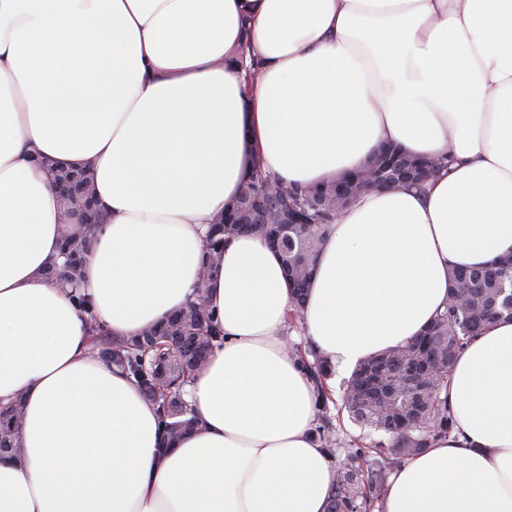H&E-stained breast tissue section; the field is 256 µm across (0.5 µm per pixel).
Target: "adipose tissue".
<instances>
[{
	"label": "adipose tissue",
	"instance_id": "adipose-tissue-1",
	"mask_svg": "<svg viewBox=\"0 0 512 512\" xmlns=\"http://www.w3.org/2000/svg\"><path fill=\"white\" fill-rule=\"evenodd\" d=\"M389 141L451 163L329 227L302 322L331 370L419 335L449 269L512 253V0H0V404L24 399L0 512H326L281 263L243 234L202 276L205 234L249 156L318 185ZM36 155L94 175L90 309L44 275L74 219ZM199 293L224 341L188 388L200 428L169 444L92 329L137 335ZM442 395L453 430L379 512H512V320Z\"/></svg>",
	"mask_w": 512,
	"mask_h": 512
}]
</instances>
